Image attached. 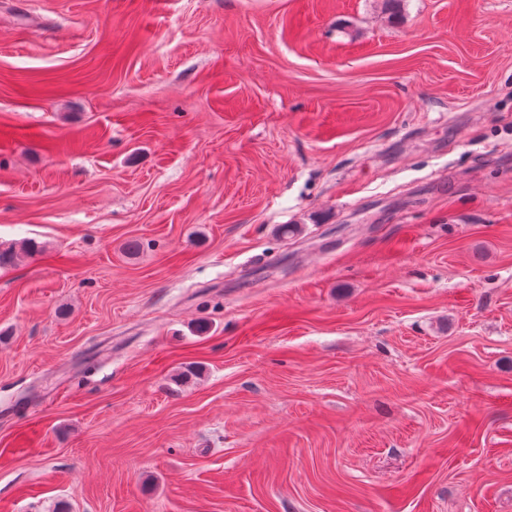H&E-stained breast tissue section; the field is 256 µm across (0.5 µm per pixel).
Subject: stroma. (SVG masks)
Masks as SVG:
<instances>
[{
    "mask_svg": "<svg viewBox=\"0 0 512 512\" xmlns=\"http://www.w3.org/2000/svg\"><path fill=\"white\" fill-rule=\"evenodd\" d=\"M28 239L0 512H512V0H0Z\"/></svg>",
    "mask_w": 512,
    "mask_h": 512,
    "instance_id": "stroma-1",
    "label": "stroma"
}]
</instances>
